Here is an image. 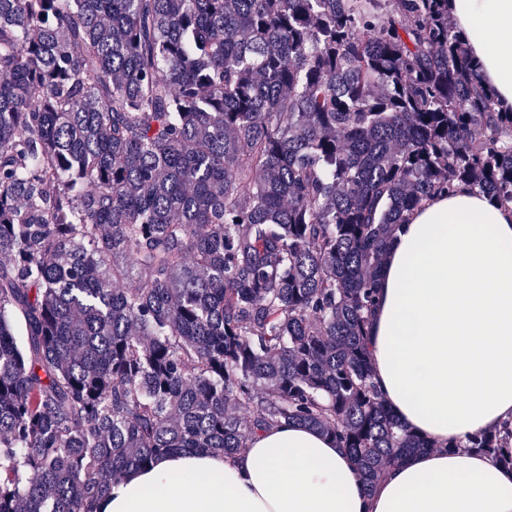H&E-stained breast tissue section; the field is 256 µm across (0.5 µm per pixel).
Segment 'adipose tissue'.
<instances>
[{
  "label": "adipose tissue",
  "mask_w": 512,
  "mask_h": 512,
  "mask_svg": "<svg viewBox=\"0 0 512 512\" xmlns=\"http://www.w3.org/2000/svg\"><path fill=\"white\" fill-rule=\"evenodd\" d=\"M448 13L496 109L511 110L512 0H448ZM368 352L391 413L433 444L373 491L334 438L280 422L231 457L130 469L97 512H512V469L459 447L512 421V204L459 182L408 215L379 273Z\"/></svg>",
  "instance_id": "obj_1"
}]
</instances>
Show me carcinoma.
Masks as SVG:
<instances>
[{
  "mask_svg": "<svg viewBox=\"0 0 512 512\" xmlns=\"http://www.w3.org/2000/svg\"><path fill=\"white\" fill-rule=\"evenodd\" d=\"M467 41L448 0H0V512L282 421L368 490L432 447L366 337L407 212L512 202ZM468 447L511 465L512 428Z\"/></svg>",
  "mask_w": 512,
  "mask_h": 512,
  "instance_id": "1",
  "label": "carcinoma"
}]
</instances>
